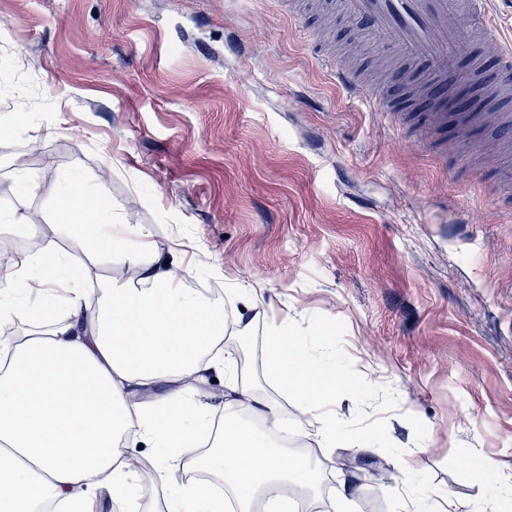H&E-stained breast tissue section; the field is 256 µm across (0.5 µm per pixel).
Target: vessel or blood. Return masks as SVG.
<instances>
[{
	"mask_svg": "<svg viewBox=\"0 0 512 512\" xmlns=\"http://www.w3.org/2000/svg\"><path fill=\"white\" fill-rule=\"evenodd\" d=\"M342 6L378 44L418 62L432 82L456 72L463 48L494 47L498 73L512 75V45L504 42L486 0H342ZM331 72L351 99L392 111L388 97L340 63H333Z\"/></svg>",
	"mask_w": 512,
	"mask_h": 512,
	"instance_id": "1",
	"label": "vessel or blood"
}]
</instances>
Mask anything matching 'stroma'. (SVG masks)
<instances>
[{
  "mask_svg": "<svg viewBox=\"0 0 512 512\" xmlns=\"http://www.w3.org/2000/svg\"><path fill=\"white\" fill-rule=\"evenodd\" d=\"M369 85L390 54L339 10L296 22L283 0H0V211L54 221L62 184L107 174L113 205L159 255L188 243L185 287L229 318L246 284L264 304L241 375L266 387L263 332L319 313L369 382L392 386L391 440L418 493L454 512L512 505V207L495 115L449 120L435 157L391 112L350 99L308 29ZM24 124H17L18 115ZM28 171L40 184L25 195ZM294 436L325 481L314 512H402L395 459ZM482 457L501 479L473 480Z\"/></svg>",
  "mask_w": 512,
  "mask_h": 512,
  "instance_id": "stroma-1",
  "label": "stroma"
}]
</instances>
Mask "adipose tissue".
<instances>
[{
	"label": "adipose tissue",
	"instance_id": "obj_1",
	"mask_svg": "<svg viewBox=\"0 0 512 512\" xmlns=\"http://www.w3.org/2000/svg\"><path fill=\"white\" fill-rule=\"evenodd\" d=\"M54 216L55 234L36 255L0 269L1 323L22 307L61 311L51 324L0 337V512H94L95 489L135 504L141 482L124 462L131 436L162 451L154 470L164 512H254L259 497L289 488L315 495L322 470L276 443L277 401L240 379L234 353L220 349L223 301L184 287L180 267L162 262L141 226L116 219L104 189L68 181ZM91 255L138 277L110 276L91 292ZM210 352L229 391L216 436L207 404L182 387ZM244 411L258 423L241 420ZM188 468L219 479L233 501L206 483H172L173 471Z\"/></svg>",
	"mask_w": 512,
	"mask_h": 512
}]
</instances>
